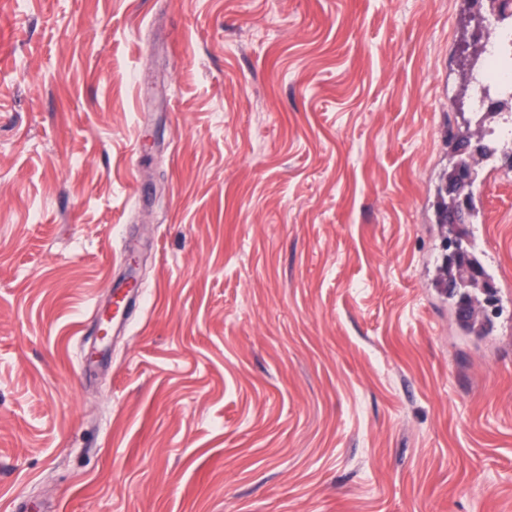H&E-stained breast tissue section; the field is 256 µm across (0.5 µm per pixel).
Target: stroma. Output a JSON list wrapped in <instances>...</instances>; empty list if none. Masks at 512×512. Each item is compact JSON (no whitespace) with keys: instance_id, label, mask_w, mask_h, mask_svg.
I'll return each mask as SVG.
<instances>
[{"instance_id":"obj_1","label":"stroma","mask_w":512,"mask_h":512,"mask_svg":"<svg viewBox=\"0 0 512 512\" xmlns=\"http://www.w3.org/2000/svg\"><path fill=\"white\" fill-rule=\"evenodd\" d=\"M492 14L0 0V512H512L501 149L461 226L489 332L433 284ZM126 250L144 303L90 367Z\"/></svg>"}]
</instances>
